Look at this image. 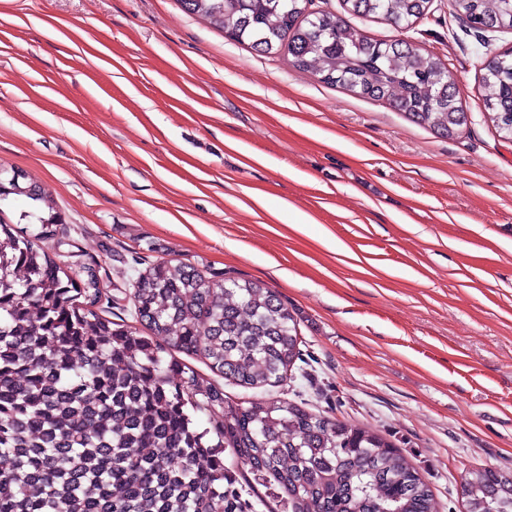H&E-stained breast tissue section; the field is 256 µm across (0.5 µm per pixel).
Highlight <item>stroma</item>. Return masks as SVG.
Masks as SVG:
<instances>
[{"label": "stroma", "instance_id": "obj_1", "mask_svg": "<svg viewBox=\"0 0 512 512\" xmlns=\"http://www.w3.org/2000/svg\"><path fill=\"white\" fill-rule=\"evenodd\" d=\"M441 59L469 123L436 135L297 71L177 0H0V178L52 196L43 247L95 268L136 325L135 269L167 260L273 288L299 321L283 390L386 436L434 512L512 470V141L487 119L481 35L452 0L398 29Z\"/></svg>", "mask_w": 512, "mask_h": 512}]
</instances>
